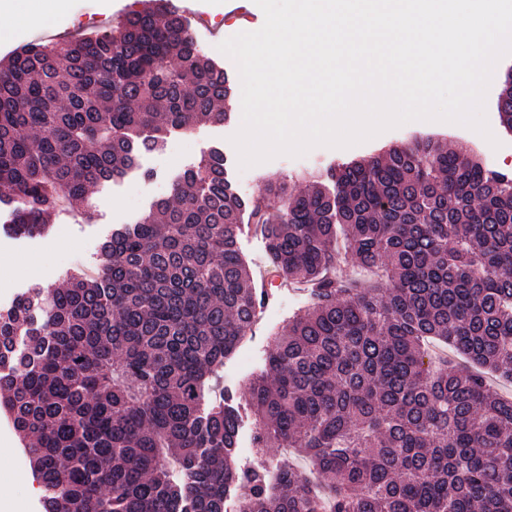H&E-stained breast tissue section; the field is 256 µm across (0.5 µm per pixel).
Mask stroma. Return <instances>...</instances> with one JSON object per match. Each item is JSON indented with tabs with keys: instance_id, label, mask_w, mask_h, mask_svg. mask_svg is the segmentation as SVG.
<instances>
[{
	"instance_id": "obj_1",
	"label": "stroma",
	"mask_w": 512,
	"mask_h": 512,
	"mask_svg": "<svg viewBox=\"0 0 512 512\" xmlns=\"http://www.w3.org/2000/svg\"><path fill=\"white\" fill-rule=\"evenodd\" d=\"M66 2L65 12L50 26L51 33L60 36L99 31L116 24L133 0ZM173 3L186 22L193 23L198 14L209 16L210 28L195 25L198 43L207 55L220 59L228 73L237 74L235 61L220 54L218 46L241 31L261 28L264 14L254 0H241L246 11L242 18L225 7L224 0H173ZM498 92V82H491L485 111L496 138L492 144L474 130L458 124L414 121L349 148L317 146L300 157L280 155L243 170L230 141L241 125L240 119L201 125L189 131H171L162 149L143 154L137 169L122 179L98 186L89 203L62 205L57 218L42 232L32 235L18 232L10 222L8 211L0 212V241L9 246L8 252L0 254V291L10 292L9 297L0 300V307H9L13 297L30 288L65 285L73 272H96L101 245L113 229L133 223L155 200L170 196L179 175L216 148L224 153L237 192L247 199L263 193L271 182L284 181L305 188L314 177L326 175L339 164L361 160L390 146L428 136L450 148L466 151L489 169L512 173V133L506 132L499 122ZM238 243L252 270L257 290L266 291L267 297L258 310L252 333L225 359L214 392L234 397L240 420L237 464L240 468L251 469L256 467L258 458L253 443L254 416L246 387L264 368L272 347V333L283 329L289 318L307 304L308 297L282 286L280 277L268 264L265 243L255 225L242 224ZM33 478L25 444L0 411V512H42Z\"/></svg>"
}]
</instances>
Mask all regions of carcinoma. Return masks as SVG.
<instances>
[{
	"label": "carcinoma",
	"mask_w": 512,
	"mask_h": 512,
	"mask_svg": "<svg viewBox=\"0 0 512 512\" xmlns=\"http://www.w3.org/2000/svg\"><path fill=\"white\" fill-rule=\"evenodd\" d=\"M138 4L0 62V205L18 229L123 177L170 130L230 120L224 68L163 0ZM497 110L512 129V72ZM329 181L244 199L213 151L112 233L94 278L0 310V408L32 440L44 512H224L242 487L243 512H512V399L490 386L512 381V174L428 139ZM245 221L310 300L247 385L255 447L309 461L282 455L274 485L239 469L238 408L210 397L261 303ZM342 258L384 280L339 275Z\"/></svg>",
	"instance_id": "obj_1"
}]
</instances>
